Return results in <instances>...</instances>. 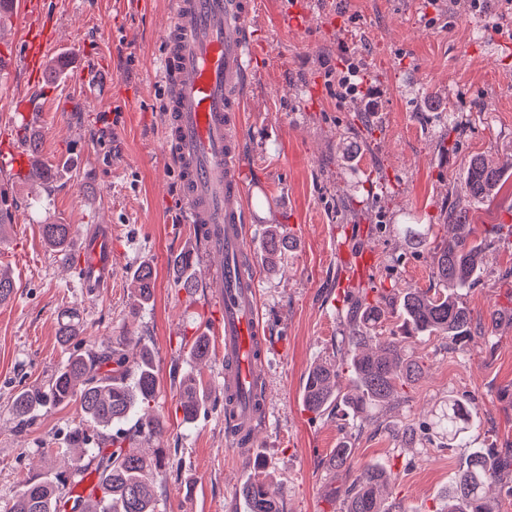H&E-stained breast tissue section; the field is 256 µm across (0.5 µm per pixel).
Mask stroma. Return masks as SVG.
Returning <instances> with one entry per match:
<instances>
[{"mask_svg":"<svg viewBox=\"0 0 512 512\" xmlns=\"http://www.w3.org/2000/svg\"><path fill=\"white\" fill-rule=\"evenodd\" d=\"M55 27L50 59L73 66L52 81L14 73L11 93L24 96L32 121L0 110V139L37 135L39 158L55 167L38 190L16 176L7 184L16 208L0 231V269L16 290L0 305V512L31 473L58 465L68 431L81 424L78 404L39 410L20 425L13 399L48 383L70 354L97 352L127 339L149 349L158 380L150 404L166 431L136 436L132 449L167 451L152 481L155 512H246L240 486L265 476L283 512H337V486L351 474L331 464L350 439L364 463L395 475L385 497L394 512H441L448 474L469 449L512 450V166L489 199L465 181L471 158L512 163V5L506 0H256L253 28L262 50L243 114L249 241L262 257L269 225L284 224L295 246L277 271L258 265L259 305L267 347L259 381L268 420L254 449L235 450L224 427V353L211 337L206 359L189 356L215 320L210 270L218 256L194 263V288H178L174 262L201 244L179 223L180 174L165 157L159 75L171 0H43ZM301 25L284 22L293 8ZM360 70L363 91L341 99L336 75ZM466 209L470 237L483 242L481 271L461 301L475 321L505 313L492 341L476 336L449 345L414 344L424 373L406 394L375 415L345 426L302 400L309 369L336 360L348 335L358 289L432 288L433 248L454 232L451 207ZM72 225L66 250L41 232ZM112 227V281L87 293L76 266L79 247L98 225ZM425 229L412 245L403 227ZM155 276L148 303L137 304L131 277ZM81 342L60 345L64 313ZM193 378L208 399L183 423L180 383ZM472 398L483 414L466 447L425 433L423 425L449 395ZM413 425L414 441L401 427Z\"/></svg>","mask_w":512,"mask_h":512,"instance_id":"obj_1","label":"stroma"}]
</instances>
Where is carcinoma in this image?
<instances>
[{
  "mask_svg": "<svg viewBox=\"0 0 512 512\" xmlns=\"http://www.w3.org/2000/svg\"><path fill=\"white\" fill-rule=\"evenodd\" d=\"M503 169L483 157L473 158L466 170L470 194L484 199L496 193ZM449 221L460 234L437 243L434 252V275L437 288H404L398 295L383 293L370 300L366 292L356 297L352 309L358 316L349 335L337 344L341 362L318 364L309 370L303 388V402L316 414L327 411L337 402L347 405L352 416L390 403L403 386L416 381L423 364L413 354H406L392 341L372 335L386 314H395L408 338L446 336L452 342L472 338L484 327L474 323L468 309L459 302L461 292L471 287L480 272L478 256L482 243L469 240L466 212L452 208ZM42 235L49 246L60 248L72 234L70 224H43ZM294 247L288 233L278 224L264 243V261L276 268L284 253ZM135 297L147 301L152 296L153 271L149 266L132 275ZM157 378L152 357L144 351L130 360L122 349L110 346L91 355H70L51 378L45 389H26L14 399L15 414L21 424L51 403L80 405L85 423L69 433V445L60 466L55 470L33 473L24 479L7 512H63L60 496L64 487L77 488L86 478L88 465L95 464L98 482L88 495L74 498L78 512H154L150 475L165 465L166 452L157 448L150 457L126 448L123 432L112 435L109 447L92 442L88 426L109 427L129 419L135 409L156 397ZM205 392L195 383H182L179 408L183 422L197 417ZM481 424V411L471 401L448 396V404L426 428L448 440V447L464 442L468 433ZM164 422L146 414L138 418L137 432L153 437L162 434ZM95 447H90V444ZM336 467L354 473L352 482L341 493L339 512H392L382 492L394 479L390 468L373 462L355 466L354 448L340 442L333 452ZM512 471V459L501 457L498 450L472 448L465 465L448 474V503L443 512H499L498 503L487 490L502 483ZM247 512H281L279 501L270 494L259 476L241 490Z\"/></svg>",
  "mask_w": 512,
  "mask_h": 512,
  "instance_id": "carcinoma-1",
  "label": "carcinoma"
}]
</instances>
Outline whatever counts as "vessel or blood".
<instances>
[{
  "instance_id": "vessel-or-blood-1",
  "label": "vessel or blood",
  "mask_w": 512,
  "mask_h": 512,
  "mask_svg": "<svg viewBox=\"0 0 512 512\" xmlns=\"http://www.w3.org/2000/svg\"><path fill=\"white\" fill-rule=\"evenodd\" d=\"M254 11V0H173L163 61L169 89L164 150L182 172L183 220L202 225L207 251L224 259L215 272L213 300L221 315L213 333L224 339V423L240 447L255 446L266 412L254 394L265 349L258 279L255 268L241 264L248 253L241 112L257 60ZM19 18L26 29L19 61L42 80L54 41L42 21V0L0 6V26ZM29 161L18 144L0 143V171ZM81 276L90 289L111 280V234L84 242Z\"/></svg>"
}]
</instances>
